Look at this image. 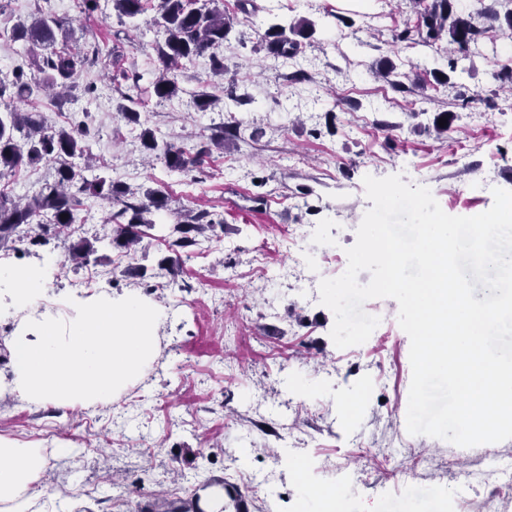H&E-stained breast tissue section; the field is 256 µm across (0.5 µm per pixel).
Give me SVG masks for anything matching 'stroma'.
<instances>
[{
    "mask_svg": "<svg viewBox=\"0 0 512 512\" xmlns=\"http://www.w3.org/2000/svg\"><path fill=\"white\" fill-rule=\"evenodd\" d=\"M40 10L71 23L89 59L80 82L96 91L21 101L18 109L40 113L50 128L88 122L103 176L162 189L172 208L224 222L223 231L177 252L161 229L150 230L134 260L145 270L141 278L122 276L116 249L105 244L113 230L108 207L92 197L75 235L100 238L95 265L73 270L62 236L0 248V264L49 266L44 308L84 296L82 282L91 277L96 292L138 291L166 309L155 360L111 405H32L0 393V434L41 451L42 512H165L175 500L224 512L235 489L242 512H267L274 499L282 512H316L307 490L335 484L340 473L354 489L344 512H387L393 500L410 505L420 486L433 489V512H447L451 500L465 512H512V491L488 505L481 484L492 462L512 468V439L462 448L408 433L410 339L397 302L367 301L364 310L379 325L363 344L338 348L332 311L288 274L286 253L265 250L290 225H304L302 266L319 280L340 276L372 206L367 175L398 174L426 186L450 215L488 210L493 188L512 190V92L499 91L493 78L512 45L483 42L459 62L452 85H439L430 71L446 64L447 43L390 44L391 29L413 17L409 0H224L235 26L219 49L223 76L211 77L208 57H198L182 66L179 94L161 102L151 88L160 35L147 14L120 23L111 0H99L89 16L81 0H0V78L27 57L12 27ZM301 18L315 22L312 39L299 40L288 56H269L266 28ZM100 50L111 52L113 66L97 61ZM386 56L406 73L404 90L376 75ZM203 90L216 99L205 111L194 104ZM130 98L141 102L143 126L161 142L185 143L190 132H214L232 116L239 125L200 166L172 173L145 159L140 128L121 119L118 108ZM441 111L458 115L445 136L432 127ZM53 174L42 162L2 175L0 192L31 198ZM327 243L336 261L324 260ZM262 252L263 279L253 273ZM174 257L175 272L160 269ZM349 401L356 413L345 411ZM301 450L312 470L297 474L291 465ZM461 469L470 481L458 479ZM255 473L263 485L245 491L243 476Z\"/></svg>",
    "mask_w": 512,
    "mask_h": 512,
    "instance_id": "stroma-1",
    "label": "stroma"
}]
</instances>
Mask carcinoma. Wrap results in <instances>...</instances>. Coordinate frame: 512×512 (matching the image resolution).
Instances as JSON below:
<instances>
[{"label":"carcinoma","instance_id":"1","mask_svg":"<svg viewBox=\"0 0 512 512\" xmlns=\"http://www.w3.org/2000/svg\"><path fill=\"white\" fill-rule=\"evenodd\" d=\"M505 2L512 0H492L488 5L478 0L479 7L463 11L458 0H415L416 23L399 30L395 39L408 45L419 39L428 46L448 41L447 68L433 70L432 77L439 85H449L458 59L469 57L484 40L512 42V7L503 12L498 9ZM146 5L147 0H112V10L121 21L138 18L146 12ZM151 23L162 35L154 47L161 66L159 77L153 81L157 98L175 97L180 62L206 53L210 54L212 75L224 76V61L216 50L224 44L233 22L224 14L223 0H159ZM315 31V23L307 19L286 27L275 24L264 33L265 47L274 57H283L297 44L296 38L310 39ZM59 36L70 38L68 22L41 10L31 22H23L13 30V38L41 47L44 52L32 54L28 68L16 66L12 80H0V100L8 95L24 101L49 90L73 92L88 58L65 47L55 49ZM375 72L393 87L404 88L407 75L390 58H381ZM88 136L85 126L50 131L37 112H21L12 106L0 111V175L42 161L56 164L55 181L45 184L34 198L21 203L0 194V247L13 238L35 243L50 228L58 236L68 232L77 223L83 199L94 197L107 201L111 207L108 220L115 224V231L110 244L127 256L137 252L145 230L157 226L155 213L168 209V199L160 189H149L141 195L104 176L88 179L84 175L91 169ZM139 138L143 151L152 158L160 157L169 171H188L190 159L184 149L159 144L148 128L141 130ZM218 226H224V221L210 219L206 212L186 211L181 219L168 225L169 235L173 236L169 246H192L196 237ZM96 252L95 246L84 240L71 247L69 260L84 268L97 262Z\"/></svg>","mask_w":512,"mask_h":512}]
</instances>
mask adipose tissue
Masks as SVG:
<instances>
[{"instance_id": "ef3b65f1", "label": "adipose tissue", "mask_w": 512, "mask_h": 512, "mask_svg": "<svg viewBox=\"0 0 512 512\" xmlns=\"http://www.w3.org/2000/svg\"><path fill=\"white\" fill-rule=\"evenodd\" d=\"M43 267L0 266V288L20 323L5 338L11 391L33 403L105 405L138 380L157 352L163 308L130 292L74 298L55 310L40 307ZM39 452L0 435V512H28L41 469Z\"/></svg>"}]
</instances>
